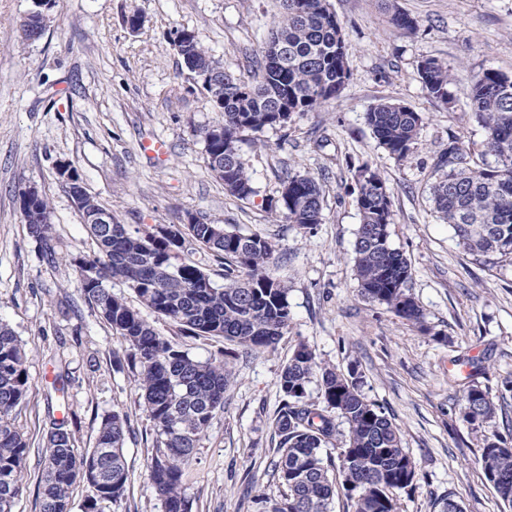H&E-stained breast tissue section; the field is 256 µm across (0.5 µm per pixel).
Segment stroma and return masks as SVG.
I'll return each mask as SVG.
<instances>
[{
    "mask_svg": "<svg viewBox=\"0 0 512 512\" xmlns=\"http://www.w3.org/2000/svg\"><path fill=\"white\" fill-rule=\"evenodd\" d=\"M341 23L351 78L312 112L287 124L246 131L239 143L254 194L225 195L211 174L198 131L216 125L205 91L182 67L175 31H195L226 70L253 80L254 61L279 15L277 0H58L36 42L20 38L32 0H0V322L26 351L30 391L15 424L30 445L24 491L14 512H40L43 437L68 421L78 449L93 447L112 412L126 415L129 478L106 512H163L147 478L151 423L121 341L83 299L75 258L93 253L60 163L130 231L184 223L187 214L275 245L269 273L287 284L291 320L275 348L231 356L216 336H185L151 310L143 317L195 357L226 361L232 380L184 477L191 512H267L283 488L273 473L280 438L279 374L298 342L321 365L356 369L361 390L398 426L417 477L397 493L399 512H502L479 464L485 438L512 446V261L467 253L434 210V159L449 137L482 150L484 131L469 107L477 74L512 76V0H329ZM402 12L413 29L394 26ZM139 14L131 30L127 19ZM448 64L452 105L425 91L418 64ZM382 102L421 112L412 151L396 159L365 121ZM147 139L164 159L148 157ZM377 169L393 199L390 242L408 258V289L423 325L361 295L353 270L356 171ZM308 175L323 192L322 221L304 230L273 208L282 179ZM35 185L50 200L56 260L43 258L20 216L19 193ZM64 373V391L53 385ZM486 388L496 411L469 423L462 393Z\"/></svg>",
    "mask_w": 512,
    "mask_h": 512,
    "instance_id": "1",
    "label": "stroma"
}]
</instances>
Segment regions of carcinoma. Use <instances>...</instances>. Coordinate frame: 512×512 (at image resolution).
<instances>
[{
    "label": "carcinoma",
    "instance_id": "obj_1",
    "mask_svg": "<svg viewBox=\"0 0 512 512\" xmlns=\"http://www.w3.org/2000/svg\"><path fill=\"white\" fill-rule=\"evenodd\" d=\"M280 21L258 59L260 80L246 83L224 69L194 36L177 51L190 75L202 70L215 76L206 93L220 113L218 138L209 128L200 132L209 169L231 196L246 200L254 189L240 154V135L284 125L293 112H311L335 97L349 81L346 44L328 0H279ZM38 15L21 24L22 38L36 41ZM283 40L287 56L276 60L271 46ZM429 96L451 104L450 69L435 58L418 65ZM470 109L484 129V155L494 163L478 165L471 148L448 139L435 163L441 176L432 186L436 212L453 225L460 244L475 256L512 257V78L493 69L477 75ZM425 117L402 103H381L366 113L378 145L401 160L418 140ZM356 205L361 216L354 245V266L361 292L397 316L420 321L421 310L408 293L411 265L391 247L389 226L393 203L380 173L369 164L358 169ZM322 196L316 180L289 175L282 181L274 208L288 223L312 229L322 221ZM40 218H21L39 241L45 258H56L49 221L50 202L42 194L32 202ZM97 246L92 256L76 260L78 270H96L93 283L80 284L84 300L121 339L127 363L144 396V410L153 424L155 455L147 477L164 512H190L183 489L184 471L216 412L224 409L231 371L222 360H200L173 345L146 321L138 308L112 293L108 283L121 281L141 304L173 322L189 336H219L244 354L275 347L288 330V286L272 277L268 266L275 251L259 235H244L197 217L190 224H172L150 234L132 233L112 219L86 224ZM205 249L224 260V284L187 255ZM25 351L17 336L0 323V512H14L23 490L30 447L13 422L15 408L30 383ZM320 374L319 401L307 399V387ZM282 404L273 420L281 437L274 468L286 488L267 512H333L336 480L324 451L341 443L344 487L353 512H397L396 492L413 484L416 464L403 448L398 428L382 407L368 400L354 377L322 366L303 342L297 344L279 376ZM465 417L474 424L491 419L495 405L476 383L463 389ZM347 425L339 436L337 419ZM127 419L117 412L101 421L95 446L80 451L64 421H53L42 457L41 512H71L72 485L87 483L93 494L81 512H105L120 501L128 482L124 445ZM484 472L497 474L493 488L512 508V446L496 436L484 440Z\"/></svg>",
    "mask_w": 512,
    "mask_h": 512
}]
</instances>
